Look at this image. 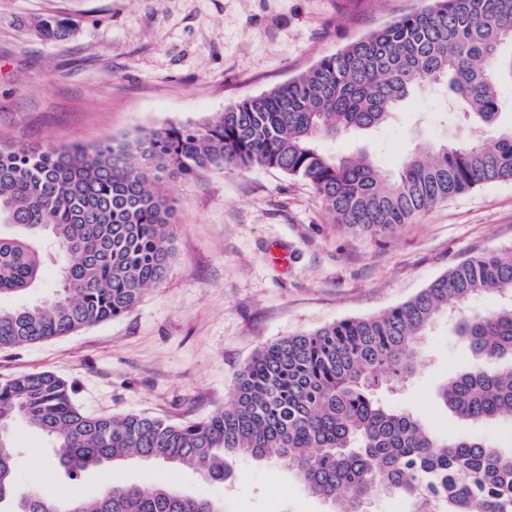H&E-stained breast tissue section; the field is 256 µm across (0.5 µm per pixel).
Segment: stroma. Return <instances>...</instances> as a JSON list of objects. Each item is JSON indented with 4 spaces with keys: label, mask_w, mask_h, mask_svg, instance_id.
Masks as SVG:
<instances>
[{
    "label": "stroma",
    "mask_w": 512,
    "mask_h": 512,
    "mask_svg": "<svg viewBox=\"0 0 512 512\" xmlns=\"http://www.w3.org/2000/svg\"><path fill=\"white\" fill-rule=\"evenodd\" d=\"M430 0H0V141L92 145L164 125L201 123L301 75ZM73 25L46 39L39 19ZM448 91H421L393 120L324 141L326 153L364 150L386 174L424 144L489 129L444 121ZM176 208L174 257L164 283L130 312L63 336L0 349V381L52 371L87 412L201 419L229 401L241 367L264 344L400 305L455 263L512 244V180L480 185L387 235L331 224L302 181L255 167L206 171L166 186ZM288 251L280 263L273 244ZM467 360L447 316L404 388L379 391L440 436L473 434L512 449V419L469 425L439 407L437 386ZM19 489L98 495L106 483H152L223 502L224 512H328L293 467L234 460V477L176 471L132 458L71 483L46 460L49 441L17 424Z\"/></svg>",
    "instance_id": "obj_1"
}]
</instances>
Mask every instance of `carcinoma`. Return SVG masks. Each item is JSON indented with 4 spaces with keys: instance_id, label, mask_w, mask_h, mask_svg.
Segmentation results:
<instances>
[{
    "instance_id": "carcinoma-1",
    "label": "carcinoma",
    "mask_w": 512,
    "mask_h": 512,
    "mask_svg": "<svg viewBox=\"0 0 512 512\" xmlns=\"http://www.w3.org/2000/svg\"><path fill=\"white\" fill-rule=\"evenodd\" d=\"M48 39L72 28L37 22ZM512 0H433L302 75L247 97L213 120L170 125L84 147L0 145V298L23 297L43 278V243L60 260L59 290L41 303L0 305V348L69 336L134 309L167 277L175 236L165 184L201 170L274 168L308 184L334 224L386 235L434 205L479 185L512 179V128L494 142L443 144L409 155L388 178L365 154L336 158L322 141L377 128L416 91L448 81L459 124L492 126L499 88L512 84ZM502 304L465 313L476 295ZM453 314L472 359L436 391L472 424L512 417V245L467 258L410 300L378 315L290 336L241 369L229 404L173 422L85 412L75 387L50 371L0 382V512H224L170 484H127L94 498L15 493L19 422L58 449L49 465L71 480L129 457L232 477L231 461L291 464L332 507L405 500L407 512H512V452L471 434L438 438L413 413L387 407L381 386L405 384L434 320ZM490 361L500 362L495 369Z\"/></svg>"
}]
</instances>
